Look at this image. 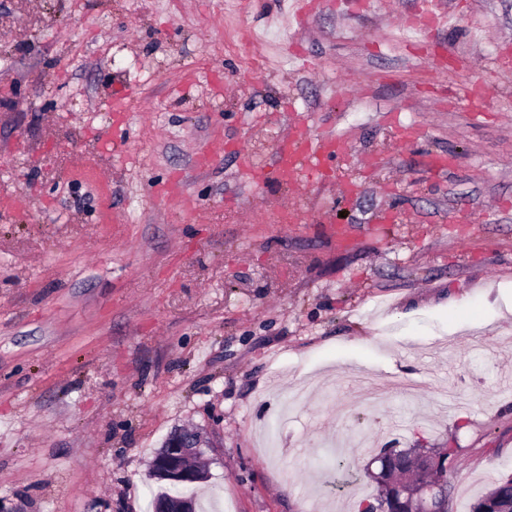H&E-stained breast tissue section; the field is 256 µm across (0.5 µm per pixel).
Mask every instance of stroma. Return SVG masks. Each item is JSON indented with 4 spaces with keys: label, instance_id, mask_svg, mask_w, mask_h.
<instances>
[{
    "label": "stroma",
    "instance_id": "1",
    "mask_svg": "<svg viewBox=\"0 0 512 512\" xmlns=\"http://www.w3.org/2000/svg\"><path fill=\"white\" fill-rule=\"evenodd\" d=\"M283 2L0 0V512H147L182 427L202 512H355L380 448L457 449L455 512L512 477V0ZM285 113L351 153L253 188ZM202 445L203 440L197 430L174 432L154 458L153 478L177 485L201 482L204 470L191 467L189 460L201 455Z\"/></svg>",
    "mask_w": 512,
    "mask_h": 512
}]
</instances>
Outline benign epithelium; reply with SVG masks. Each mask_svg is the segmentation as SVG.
<instances>
[{
	"label": "benign epithelium",
	"mask_w": 512,
	"mask_h": 512,
	"mask_svg": "<svg viewBox=\"0 0 512 512\" xmlns=\"http://www.w3.org/2000/svg\"><path fill=\"white\" fill-rule=\"evenodd\" d=\"M202 445V437L196 430L174 432L154 458L151 469L153 478L177 485L201 482L204 479V470L190 466L189 460L201 455ZM413 466L417 470L430 468L446 474L448 450L431 448L424 452V456L415 459ZM386 473L385 467L378 474L370 472L380 483L381 499L375 503H365L363 509L367 512H386L387 506L383 497L388 494V487L391 486L390 479L385 477ZM432 488L433 485L425 482L395 486L394 493L398 498L400 512H417V506L427 503ZM155 512H195V504L188 498L165 496L155 502Z\"/></svg>",
	"instance_id": "1"
}]
</instances>
